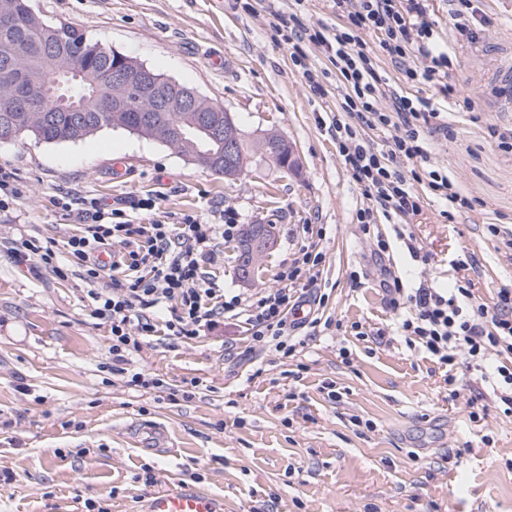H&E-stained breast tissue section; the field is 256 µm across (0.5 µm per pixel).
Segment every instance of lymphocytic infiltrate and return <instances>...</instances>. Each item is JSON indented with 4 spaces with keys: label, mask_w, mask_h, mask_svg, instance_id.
Masks as SVG:
<instances>
[{
    "label": "lymphocytic infiltrate",
    "mask_w": 512,
    "mask_h": 512,
    "mask_svg": "<svg viewBox=\"0 0 512 512\" xmlns=\"http://www.w3.org/2000/svg\"><path fill=\"white\" fill-rule=\"evenodd\" d=\"M328 2L335 26L289 28L285 40L291 59L315 94L325 95V77L336 79L339 101L329 129L365 199L356 212L362 231L370 232L379 219L400 217L394 239L411 255H420L408 224L422 215L425 194L444 204L449 220L473 210L455 177L431 162L430 145L452 117L446 105L453 86L448 53L432 39L430 0ZM310 47L325 56L324 69L306 65ZM387 63L402 75V86L391 84L383 69ZM405 161L412 163V174L404 173ZM157 208L153 197L131 209L83 199L85 229L66 242L68 256L92 287L93 317L110 326L113 373L126 375L137 387L163 388V379L133 366V355L147 339L193 341L227 315L245 320L254 346L292 356L298 341L290 316L316 284L322 253L302 247L278 273V288L248 296L232 293L207 282L204 267L218 240L241 235L233 213L224 212L219 224L193 214L163 222L154 217ZM116 243L127 248L112 264L122 276L111 289L95 290L103 270L96 254ZM381 285L399 313L397 335L439 364L481 367L491 356H512V286L498 288L486 303L465 276L448 289L431 281L408 288L397 276L382 279Z\"/></svg>",
    "instance_id": "f902f5d3"
}]
</instances>
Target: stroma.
Segmentation results:
<instances>
[{"instance_id": "1", "label": "stroma", "mask_w": 512, "mask_h": 512, "mask_svg": "<svg viewBox=\"0 0 512 512\" xmlns=\"http://www.w3.org/2000/svg\"><path fill=\"white\" fill-rule=\"evenodd\" d=\"M250 2L247 13L236 0H33L45 21L72 24L223 106L247 140L281 135L300 167L286 173L254 150L242 175L227 179L112 128L76 142L0 143V164L19 190L15 211L0 215V475L13 477L0 487V512H82L87 499L109 512H144L151 493L191 480L224 512H512V417L489 384L458 365L460 394L449 398L450 370L404 337L373 335L396 316L380 266L406 286L428 279L444 288L457 275L452 258L472 255L480 296L512 285V260L487 231L512 223V155L487 135L489 125L512 123L502 109L512 82L501 76L512 65V0H479L485 22L475 45L449 30L448 0L431 2L435 40L456 48L458 96L478 114L436 137L431 161L480 206L449 222L427 197L412 224L420 259L396 240L378 258L362 233V191L317 122L338 95L309 90L280 36L293 25H335L326 0L295 13L288 0ZM215 53L223 67L212 65ZM62 190L126 207L151 194L161 221L194 213L211 222L226 209L244 225L272 222L274 245L251 279L239 277L230 241L207 264L210 281L248 294L276 287L295 252L315 245L325 260L307 297L328 295L322 313L331 326L288 358L252 348L241 319L188 343L155 337L134 361L166 389L130 385L112 372L110 327L91 317L88 286L67 255L83 225L59 217ZM27 236L54 242L65 276L19 260L15 246ZM356 322L368 336L355 335ZM194 378L201 385L191 397L170 400ZM356 416L374 429L354 426ZM147 425L165 430L166 447L141 444L137 431ZM146 465L148 486L134 480Z\"/></svg>"}]
</instances>
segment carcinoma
<instances>
[{
  "mask_svg": "<svg viewBox=\"0 0 512 512\" xmlns=\"http://www.w3.org/2000/svg\"><path fill=\"white\" fill-rule=\"evenodd\" d=\"M6 10L23 17L25 24L7 34L0 31V70L7 64L45 98L51 99L56 95L73 97L83 109L90 107L91 94H112L108 71L115 62L114 51L88 41L78 29L61 24L59 28L66 30V41L94 46L97 51L89 56L72 58L65 55V47L60 45L47 61L44 50L52 39V25L35 11L31 0H0V12ZM71 71L81 74V84H69L62 77ZM86 116L87 120L81 122L75 112H0V136L12 127L18 137L31 136L45 142H75L104 127L116 126L110 112H88ZM160 121L165 126L182 127L197 122L198 113L185 112L175 106L164 113ZM175 149L184 155L200 149L212 152L220 159L224 157V146L210 140L199 128Z\"/></svg>",
  "mask_w": 512,
  "mask_h": 512,
  "instance_id": "cac0c4a2",
  "label": "carcinoma"
}]
</instances>
